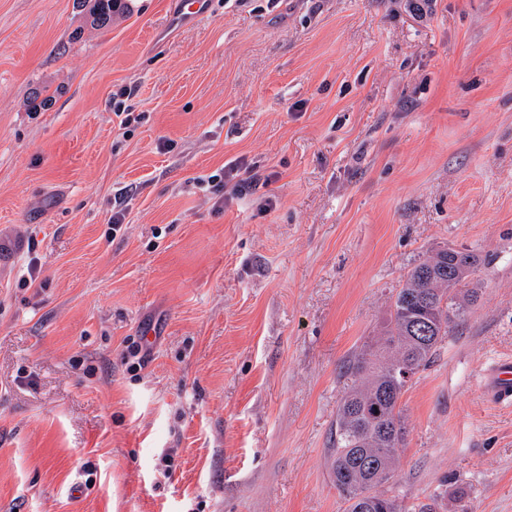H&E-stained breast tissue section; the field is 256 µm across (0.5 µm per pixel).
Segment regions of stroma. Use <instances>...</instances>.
Instances as JSON below:
<instances>
[{
    "mask_svg": "<svg viewBox=\"0 0 512 512\" xmlns=\"http://www.w3.org/2000/svg\"><path fill=\"white\" fill-rule=\"evenodd\" d=\"M124 2L0 0V512H343L345 365L446 245L384 490L512 512V0ZM481 392L490 402H512L511 359L499 360L486 370L481 383Z\"/></svg>",
    "mask_w": 512,
    "mask_h": 512,
    "instance_id": "stroma-1",
    "label": "stroma"
}]
</instances>
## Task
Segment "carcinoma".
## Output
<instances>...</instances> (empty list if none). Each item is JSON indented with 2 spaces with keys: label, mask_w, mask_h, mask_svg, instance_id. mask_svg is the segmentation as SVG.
<instances>
[{
  "label": "carcinoma",
  "mask_w": 512,
  "mask_h": 512,
  "mask_svg": "<svg viewBox=\"0 0 512 512\" xmlns=\"http://www.w3.org/2000/svg\"><path fill=\"white\" fill-rule=\"evenodd\" d=\"M95 3L99 26L108 24L121 6V0ZM455 252L444 246L414 262L391 298L380 335L348 361L346 374L354 385L340 399L328 457L344 512H437L435 502L408 507L378 487L395 477L405 445L402 395L480 298L475 282L480 255L459 267Z\"/></svg>",
  "instance_id": "1"
}]
</instances>
